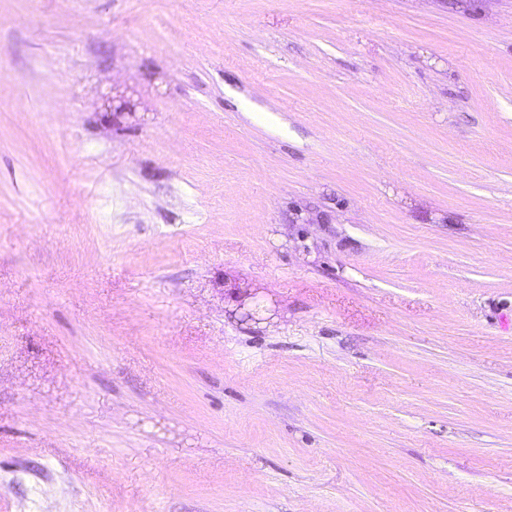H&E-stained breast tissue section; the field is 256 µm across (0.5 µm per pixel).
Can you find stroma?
<instances>
[{
  "label": "stroma",
  "instance_id": "stroma-1",
  "mask_svg": "<svg viewBox=\"0 0 512 512\" xmlns=\"http://www.w3.org/2000/svg\"><path fill=\"white\" fill-rule=\"evenodd\" d=\"M0 512H512V0H0Z\"/></svg>",
  "mask_w": 512,
  "mask_h": 512
}]
</instances>
